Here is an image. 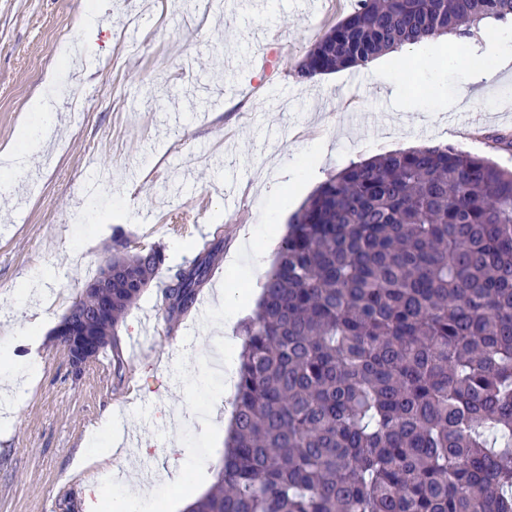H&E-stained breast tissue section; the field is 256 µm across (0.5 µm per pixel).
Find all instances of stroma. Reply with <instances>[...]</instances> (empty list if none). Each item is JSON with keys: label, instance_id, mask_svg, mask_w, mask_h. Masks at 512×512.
<instances>
[{"label": "stroma", "instance_id": "obj_1", "mask_svg": "<svg viewBox=\"0 0 512 512\" xmlns=\"http://www.w3.org/2000/svg\"><path fill=\"white\" fill-rule=\"evenodd\" d=\"M87 3L0 0V149L18 143L35 95L48 93L58 119L56 144L29 149L10 192L0 193V320L31 324L42 351L34 372L26 347L0 352L21 384L16 407L0 403V418L10 419L0 439V512H62L67 498L84 512L91 474L69 467L111 407L132 410L118 421L122 441L139 438L119 471L142 480L193 460L221 463L224 420L211 413L224 398L215 359L225 313L215 288L234 272L245 295L256 293L264 274L252 259L265 223L289 224L328 177L423 145L512 168V150L491 141L512 135V67L475 86L479 101L461 109L470 71L443 66L446 39L426 44L421 62L388 56L374 75L356 67L301 83L287 73L352 0H211L205 12L198 0H108L93 48L73 25ZM64 40L75 49L67 63L57 56ZM291 166L299 179L267 204L263 176ZM218 228L224 253L202 291L205 313L169 333L161 292L149 288L119 332L128 379L95 391L73 377L53 331L98 275L113 236L163 244L174 269ZM40 268L52 273L43 299L19 304V278ZM179 407L187 414L174 435L168 418Z\"/></svg>", "mask_w": 512, "mask_h": 512}]
</instances>
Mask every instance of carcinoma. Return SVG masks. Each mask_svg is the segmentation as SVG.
Returning <instances> with one entry per match:
<instances>
[{"label": "carcinoma", "mask_w": 512, "mask_h": 512, "mask_svg": "<svg viewBox=\"0 0 512 512\" xmlns=\"http://www.w3.org/2000/svg\"><path fill=\"white\" fill-rule=\"evenodd\" d=\"M512 0H355L293 76L358 67L485 19ZM224 253L216 233L162 283L188 317ZM93 360L165 266L114 237ZM83 289L69 306L90 309ZM244 336L218 485L189 512H512V170L451 145L353 162L303 203Z\"/></svg>", "instance_id": "carcinoma-1"}]
</instances>
